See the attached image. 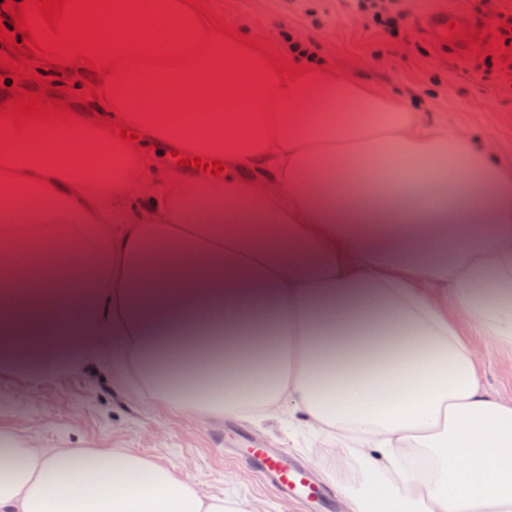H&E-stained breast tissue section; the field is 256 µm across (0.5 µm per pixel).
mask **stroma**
Listing matches in <instances>:
<instances>
[{"mask_svg": "<svg viewBox=\"0 0 512 512\" xmlns=\"http://www.w3.org/2000/svg\"><path fill=\"white\" fill-rule=\"evenodd\" d=\"M204 11L238 33L265 44L270 55L294 60L289 38L304 40L329 71L378 89L401 90L423 111L478 139H490L502 163L512 165V69L485 72L484 56L460 59L415 26L398 37L351 11L347 0H199ZM0 431L49 448H128L148 460L196 477L206 494L251 503L255 512H318L278 493L246 463L242 451L265 448L309 468L315 483L338 488L336 512H347L343 485L363 482L362 463L339 441L313 447L280 418H198L141 395L111 369L63 371L49 377L0 370ZM319 448L341 450V473L317 462Z\"/></svg>", "mask_w": 512, "mask_h": 512, "instance_id": "35a3bbf8", "label": "stroma"}]
</instances>
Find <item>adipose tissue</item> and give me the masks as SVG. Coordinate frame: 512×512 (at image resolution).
Segmentation results:
<instances>
[{"label": "adipose tissue", "mask_w": 512, "mask_h": 512, "mask_svg": "<svg viewBox=\"0 0 512 512\" xmlns=\"http://www.w3.org/2000/svg\"><path fill=\"white\" fill-rule=\"evenodd\" d=\"M103 25L146 63L40 60L100 96L75 126L0 131V369L85 367L93 336L150 399L350 440L349 512H512V398L460 328L512 347V168L322 64L284 76L186 0H112ZM149 143L224 178L186 182ZM106 165L122 178L86 177ZM0 512L248 509L125 448L0 433Z\"/></svg>", "instance_id": "adipose-tissue-1"}]
</instances>
